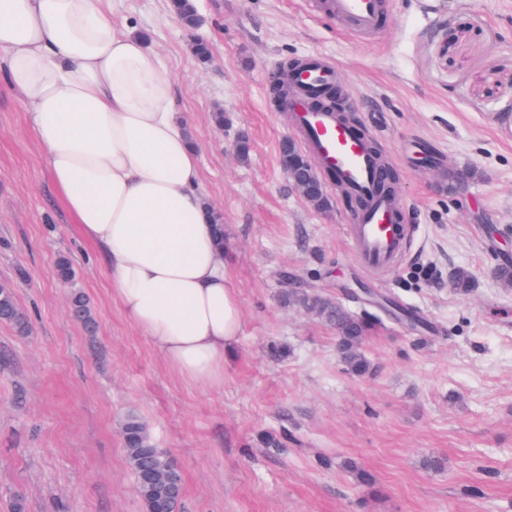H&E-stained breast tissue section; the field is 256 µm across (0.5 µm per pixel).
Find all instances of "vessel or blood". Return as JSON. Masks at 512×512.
<instances>
[{
	"instance_id": "vessel-or-blood-1",
	"label": "vessel or blood",
	"mask_w": 512,
	"mask_h": 512,
	"mask_svg": "<svg viewBox=\"0 0 512 512\" xmlns=\"http://www.w3.org/2000/svg\"><path fill=\"white\" fill-rule=\"evenodd\" d=\"M325 7L355 32L372 31L380 20V0H326ZM290 79L298 89L291 111L306 147L324 170L335 171L352 194L365 201L350 223L359 258L374 268L390 267L410 245V228L403 222L404 205L396 197L378 192L380 168L364 137L340 119L338 110L313 106L335 82V67L312 56L291 72Z\"/></svg>"
}]
</instances>
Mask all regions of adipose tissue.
Returning <instances> with one entry per match:
<instances>
[{"instance_id": "adipose-tissue-1", "label": "adipose tissue", "mask_w": 512, "mask_h": 512, "mask_svg": "<svg viewBox=\"0 0 512 512\" xmlns=\"http://www.w3.org/2000/svg\"><path fill=\"white\" fill-rule=\"evenodd\" d=\"M0 79L28 107L50 179L104 254L126 316L182 380L222 387L242 311L172 72L102 0H0Z\"/></svg>"}]
</instances>
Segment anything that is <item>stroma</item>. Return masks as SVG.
I'll use <instances>...</instances> for the list:
<instances>
[{"mask_svg":"<svg viewBox=\"0 0 512 512\" xmlns=\"http://www.w3.org/2000/svg\"><path fill=\"white\" fill-rule=\"evenodd\" d=\"M168 3L113 0L112 19L174 76L242 332L222 388L176 375L113 297L0 81V285L29 318L25 333L0 323V512L17 493L23 512H142L122 434L132 413L182 470L179 512H512V287L496 276L512 260V0H385L383 26L357 36L304 0H196L191 34ZM198 37L212 62L195 57ZM311 55L336 66L342 103L397 173L413 241L393 268L361 263L334 184L317 210L280 167L300 133L267 74ZM458 267L474 279L465 296ZM289 277L370 322V376L347 371L334 328L285 302ZM74 293L94 331L71 318Z\"/></svg>","mask_w":512,"mask_h":512,"instance_id":"stroma-1","label":"stroma"}]
</instances>
